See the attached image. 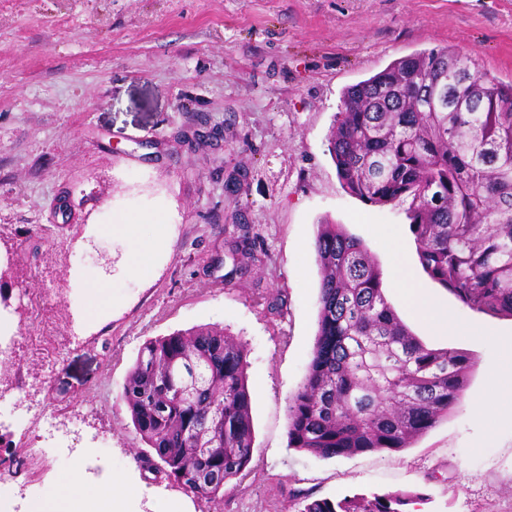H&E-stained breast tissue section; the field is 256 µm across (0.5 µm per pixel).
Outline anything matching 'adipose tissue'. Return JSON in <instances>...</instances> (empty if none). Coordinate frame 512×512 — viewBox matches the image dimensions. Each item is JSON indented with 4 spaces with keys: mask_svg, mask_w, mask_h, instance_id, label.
<instances>
[{
    "mask_svg": "<svg viewBox=\"0 0 512 512\" xmlns=\"http://www.w3.org/2000/svg\"><path fill=\"white\" fill-rule=\"evenodd\" d=\"M395 287L401 288L411 310L429 325L450 322L451 315L428 303L415 280L396 265L388 274ZM137 503L147 512H194L185 499L172 500L141 481L132 473L104 470L98 481H89L84 472L73 470L59 480L52 496L32 501L29 512H130V503Z\"/></svg>",
    "mask_w": 512,
    "mask_h": 512,
    "instance_id": "1",
    "label": "adipose tissue"
}]
</instances>
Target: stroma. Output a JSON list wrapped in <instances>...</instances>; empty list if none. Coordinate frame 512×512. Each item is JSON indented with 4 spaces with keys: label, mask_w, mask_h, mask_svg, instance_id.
<instances>
[{
    "label": "stroma",
    "mask_w": 512,
    "mask_h": 512,
    "mask_svg": "<svg viewBox=\"0 0 512 512\" xmlns=\"http://www.w3.org/2000/svg\"><path fill=\"white\" fill-rule=\"evenodd\" d=\"M472 54L512 81V0H0V317L16 360L0 366V435L13 466L0 495L14 512L78 467L138 471L142 443L121 393L146 340L210 325L247 346L253 460L222 503L196 512H301L305 498L413 492L417 512H512V413L469 407L490 385L512 318L477 313L423 271L409 199L376 206L342 188L329 133L344 90L394 60L436 47ZM214 136L195 145L178 135ZM140 218L137 242L114 231ZM244 217L260 263L235 271L232 223ZM345 225L382 270L405 261L451 324L429 327L401 292L387 301L431 349L475 360L464 399L400 451L323 459L288 445L286 408L310 359L318 318L314 251L322 221ZM167 235L149 278L123 260ZM120 299L83 332V279ZM58 300L39 319L30 297ZM38 401L30 459L15 424ZM98 454L84 459L83 451Z\"/></svg>",
    "instance_id": "obj_1"
}]
</instances>
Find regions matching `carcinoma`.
Here are the masks:
<instances>
[{"label": "carcinoma", "instance_id": "obj_1", "mask_svg": "<svg viewBox=\"0 0 512 512\" xmlns=\"http://www.w3.org/2000/svg\"><path fill=\"white\" fill-rule=\"evenodd\" d=\"M329 144L342 187L371 204L411 199L424 272L471 311L512 317V82L448 46L348 87ZM237 268L259 260L249 226ZM315 342L288 400V447L321 458L410 447L463 398L472 358L426 347L342 224L318 226ZM247 347L200 326L147 340L123 385L140 461L211 502L253 458ZM419 494L314 499L301 512H408Z\"/></svg>", "mask_w": 512, "mask_h": 512}]
</instances>
